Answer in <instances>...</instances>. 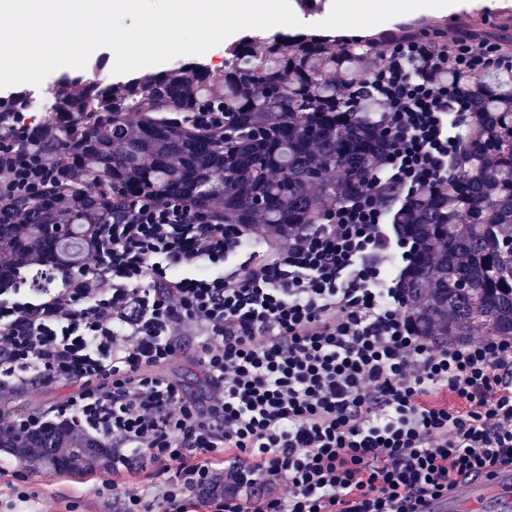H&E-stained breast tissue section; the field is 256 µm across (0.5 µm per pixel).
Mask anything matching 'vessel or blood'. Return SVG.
Segmentation results:
<instances>
[{"instance_id": "1", "label": "vessel or blood", "mask_w": 512, "mask_h": 512, "mask_svg": "<svg viewBox=\"0 0 512 512\" xmlns=\"http://www.w3.org/2000/svg\"><path fill=\"white\" fill-rule=\"evenodd\" d=\"M466 18L481 22L494 17L499 21L512 20V0H492L488 5H476L465 13ZM499 512H512V469L499 472L495 477L471 480L459 494L431 501L429 512H483L489 505Z\"/></svg>"}]
</instances>
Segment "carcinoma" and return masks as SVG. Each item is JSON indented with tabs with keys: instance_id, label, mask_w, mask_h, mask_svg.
I'll list each match as a JSON object with an SVG mask.
<instances>
[{
	"instance_id": "1",
	"label": "carcinoma",
	"mask_w": 512,
	"mask_h": 512,
	"mask_svg": "<svg viewBox=\"0 0 512 512\" xmlns=\"http://www.w3.org/2000/svg\"><path fill=\"white\" fill-rule=\"evenodd\" d=\"M225 53L231 65L222 71L191 60L120 87L61 82L51 105L60 120L38 146L70 150L73 170L61 189L71 208H21L27 224L18 235L1 215L0 278L39 259H76L97 225L140 197H184L226 224H278L288 233L322 223L318 202L333 207L368 187L383 150L377 113L350 107L327 78H355L362 54L322 32L246 33ZM470 95L477 111L461 133L457 172L395 216L418 244L399 284L411 325L438 343L478 326L512 336V73L476 81ZM27 110L23 91L0 99V113ZM197 112L224 113V132L197 125ZM0 451L38 472L112 465V449L59 427H0Z\"/></svg>"
}]
</instances>
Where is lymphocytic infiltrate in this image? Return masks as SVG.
<instances>
[{"label": "lymphocytic infiltrate", "instance_id": "obj_1", "mask_svg": "<svg viewBox=\"0 0 512 512\" xmlns=\"http://www.w3.org/2000/svg\"><path fill=\"white\" fill-rule=\"evenodd\" d=\"M492 37L406 40L345 90L380 114L388 152L325 220L227 224L143 198L101 225L81 264L0 280V426L67 425L112 450L118 512H419L512 466V336L436 345L411 327L394 224L461 151L466 80L506 64ZM54 112L0 115V207L51 199L68 151L29 147ZM191 352L209 390L166 375ZM72 384L15 416L23 393Z\"/></svg>", "mask_w": 512, "mask_h": 512}]
</instances>
